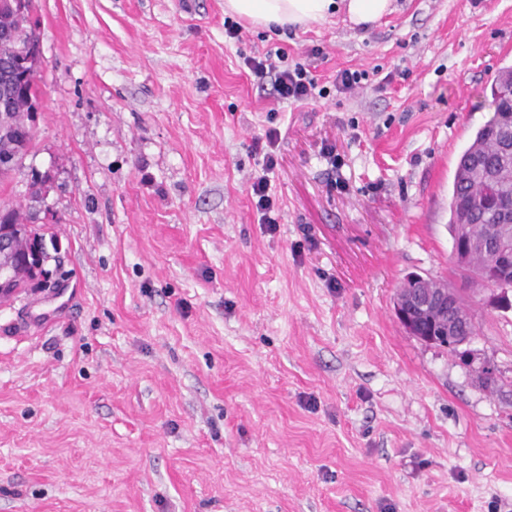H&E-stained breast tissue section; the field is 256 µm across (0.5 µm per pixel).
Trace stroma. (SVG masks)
<instances>
[{
    "label": "stroma",
    "instance_id": "stroma-1",
    "mask_svg": "<svg viewBox=\"0 0 512 512\" xmlns=\"http://www.w3.org/2000/svg\"><path fill=\"white\" fill-rule=\"evenodd\" d=\"M35 7L43 108L0 204L53 171L59 250L54 288L0 307V512H512V309L468 286L463 358L393 311L408 275L451 277L454 172L512 65V0L238 41L224 0ZM315 46L307 104L244 65ZM343 68L369 78L338 93Z\"/></svg>",
    "mask_w": 512,
    "mask_h": 512
}]
</instances>
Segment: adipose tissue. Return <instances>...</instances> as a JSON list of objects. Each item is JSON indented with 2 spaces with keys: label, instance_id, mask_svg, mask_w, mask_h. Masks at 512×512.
Instances as JSON below:
<instances>
[{
  "label": "adipose tissue",
  "instance_id": "ef3b65f1",
  "mask_svg": "<svg viewBox=\"0 0 512 512\" xmlns=\"http://www.w3.org/2000/svg\"><path fill=\"white\" fill-rule=\"evenodd\" d=\"M392 0H224V12L266 29L320 22L345 14L366 30L389 13Z\"/></svg>",
  "mask_w": 512,
  "mask_h": 512
}]
</instances>
